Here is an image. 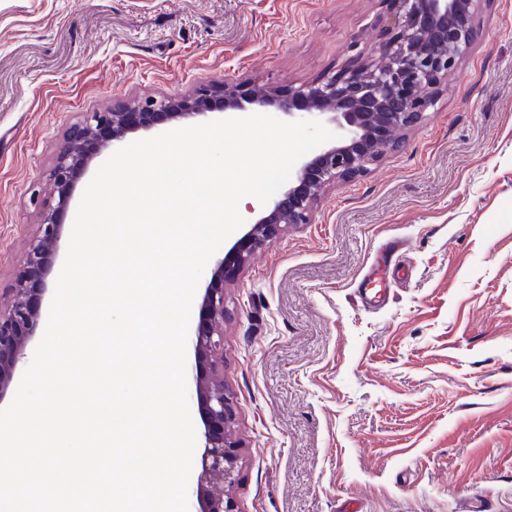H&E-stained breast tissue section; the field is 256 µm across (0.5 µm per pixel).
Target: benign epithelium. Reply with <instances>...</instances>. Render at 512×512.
Instances as JSON below:
<instances>
[{"mask_svg": "<svg viewBox=\"0 0 512 512\" xmlns=\"http://www.w3.org/2000/svg\"><path fill=\"white\" fill-rule=\"evenodd\" d=\"M481 0H382L394 25L370 51L350 56L340 73L303 83L283 95L274 89L245 92L225 81L160 99H134L110 112H86L66 132L50 172L57 206L40 214L28 239L7 305L0 306V404L22 373L24 359L43 324L48 277L53 271L63 225L58 212L68 204L77 176L97 149L116 145L137 130L212 112L237 115L272 108L288 119H326L343 134L336 143L302 162L294 179L254 222L239 245L214 262L199 304L192 340V381L203 422L202 452L193 495L194 512H238L230 493L239 473L240 443L234 437L233 403L224 385V285L231 269L243 268L251 253L287 224L315 222L323 190L349 182L387 151L398 147V131L416 124L436 104L444 76L478 38Z\"/></svg>", "mask_w": 512, "mask_h": 512, "instance_id": "1", "label": "benign epithelium"}]
</instances>
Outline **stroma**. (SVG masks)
<instances>
[{
    "label": "stroma",
    "mask_w": 512,
    "mask_h": 512,
    "mask_svg": "<svg viewBox=\"0 0 512 512\" xmlns=\"http://www.w3.org/2000/svg\"><path fill=\"white\" fill-rule=\"evenodd\" d=\"M480 20L399 146L226 286L239 512H512V0ZM385 23L381 0H0V297L82 113L214 81L285 90Z\"/></svg>",
    "instance_id": "35a3bbf8"
}]
</instances>
